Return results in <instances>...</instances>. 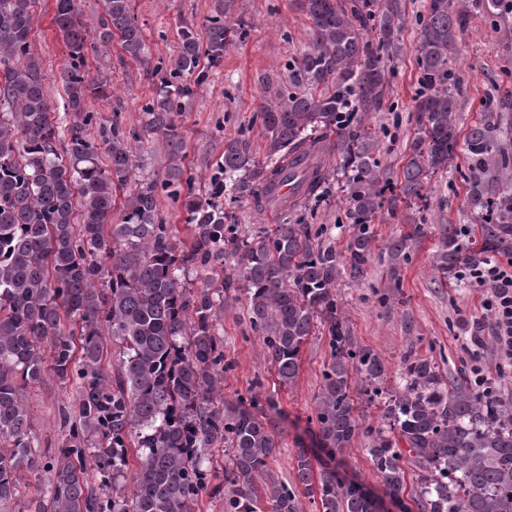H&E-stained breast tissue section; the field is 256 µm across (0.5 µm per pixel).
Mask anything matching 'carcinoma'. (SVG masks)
Segmentation results:
<instances>
[{"instance_id": "cac0c4a2", "label": "carcinoma", "mask_w": 512, "mask_h": 512, "mask_svg": "<svg viewBox=\"0 0 512 512\" xmlns=\"http://www.w3.org/2000/svg\"><path fill=\"white\" fill-rule=\"evenodd\" d=\"M104 15L91 34L79 0H55L53 24L66 46L61 79L67 97L64 123L52 116L39 59L30 52L33 0H0V512H192L205 496L224 497V512H298L295 487L274 479L264 495L256 479L268 472L276 440L267 422L246 408L224 406L220 331L224 294L236 287L224 258L240 255L251 330L262 338L282 385L294 382L299 354L315 321L328 325L331 361L316 402V425L330 462L319 467L301 450L298 485L317 498L319 512H380V500L332 465L358 428L351 375L373 386L386 376L382 361L351 346L338 308L336 283L359 280L373 259V217L383 182L377 140L364 114L377 111L386 84L385 57L396 49L395 14L379 0H304L314 42L303 55L306 83L319 94L288 93L264 107L266 161L249 139L224 142V160L207 196L183 187L182 140L176 117L206 75L200 58L218 65L229 37H247L221 15L207 19L205 39L185 28L169 76L143 106L149 127L169 141L171 163L163 187L181 199L188 242L158 213L157 184L143 182L128 200L123 223H112L113 190L136 168L139 136L112 125L90 136L88 100L107 96L90 74V42L119 38L134 61L147 60L146 44L130 0H103ZM492 19L512 13V0H477ZM378 25L377 42L363 27ZM460 29L448 0H429L419 22L420 92L417 136L402 170L399 194L423 200L432 174L448 169L462 146L467 208L477 230L465 243L446 234L434 254L436 271L512 256V122L493 105L458 140L456 82L450 54ZM342 161V192L353 234L343 253L313 248L322 227L276 224L241 240L226 223L224 179L231 194L258 206L293 209L324 187L333 158ZM291 185L300 195L290 197ZM83 224L75 230L74 190ZM419 229L389 242L388 259L408 262ZM194 266L206 287L194 291L181 272ZM118 348L114 375L100 363L105 341ZM76 388L61 409L64 435L43 461L29 421L25 389L47 373ZM388 427L373 431V469L392 501L407 489L403 453L421 475L425 512H512V416L483 397L468 377L446 383L428 360L406 359L399 389L385 405ZM137 449L135 487L125 493L128 449ZM224 450V484H211L202 464ZM47 480L29 493L21 477Z\"/></svg>"}]
</instances>
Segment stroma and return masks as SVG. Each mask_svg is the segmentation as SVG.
I'll return each mask as SVG.
<instances>
[{
	"label": "stroma",
	"instance_id": "stroma-1",
	"mask_svg": "<svg viewBox=\"0 0 512 512\" xmlns=\"http://www.w3.org/2000/svg\"><path fill=\"white\" fill-rule=\"evenodd\" d=\"M428 2L392 0L400 19L401 50L388 63L381 109L365 116V125L378 142L385 176L394 185L400 181L417 128L418 20ZM53 5L54 0H36L31 46L42 63L46 95L60 116L66 103L61 81L66 47L52 23ZM131 7L148 50L147 61L131 60L115 43L106 48L89 47L87 57L88 69L111 89L110 99L91 101L90 110L101 125L116 120L139 136L134 145L138 167L131 182L116 192L112 208L116 224L121 223L125 202L138 183L167 179L168 143L161 134L147 128L142 107L160 86L162 77L156 68L176 54L183 26L204 33L206 19L220 12L226 25L244 24L250 29L245 41L225 45L220 65L201 60L199 68L208 78L177 118L185 176L195 193L208 192L228 138L248 137L257 160L265 161L264 106L279 91L309 90L298 76V63L312 46L311 23L301 0H132ZM452 11L461 20L451 61L456 73L457 133L463 136L479 121L489 103V92L512 101V16L490 19L476 7L475 0H453ZM464 170L465 158L459 152L446 171L425 182L423 201L396 204L391 196H384L374 216L373 260L367 277L361 281L345 277L338 282L340 310L353 345L370 350L387 369L380 386L383 396L378 400L372 399L370 387L360 377H352L351 397L359 429L342 455L346 476L377 495L382 492V483L368 453L370 431L383 424V398L396 389L405 357L431 360L446 381L460 371L481 366L498 390L502 409L512 413V369H501L497 358L490 355L496 347L493 329L485 328L481 347L469 341L472 319L487 314L490 288L475 285L459 272L441 278L433 266V255L448 229L471 223L466 208L467 186L461 177ZM341 183V176L330 175L320 196L288 211L260 209L249 200L225 202L224 209L238 224L242 238H252L270 225L285 221L321 224L326 228L322 244L341 251L352 234ZM417 224L423 233L413 243L409 262L392 265L386 254L388 241L405 235ZM221 325L228 364L222 385L224 401L235 405L251 393L259 394V408L268 411L279 445L269 474L280 481L294 482L299 450L322 462L328 459L315 427L317 395L329 361L328 329L315 327L302 347L294 383L283 386L266 358L260 336L249 328L244 290L225 296ZM75 395L73 387L61 385L50 375L28 387L30 422L41 448L57 447L62 434L61 409Z\"/></svg>",
	"mask_w": 512,
	"mask_h": 512
}]
</instances>
